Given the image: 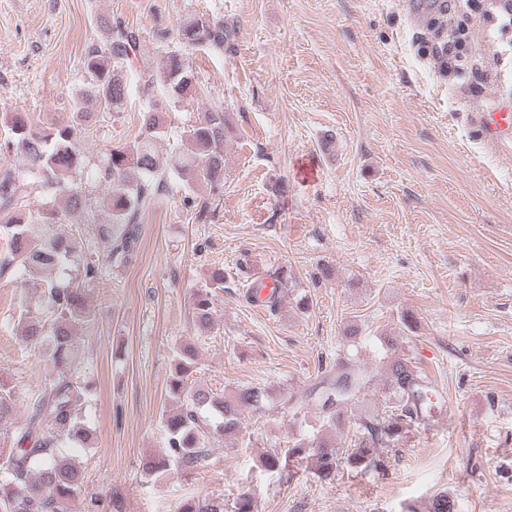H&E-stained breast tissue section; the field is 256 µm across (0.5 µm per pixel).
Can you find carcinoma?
<instances>
[{"mask_svg": "<svg viewBox=\"0 0 512 512\" xmlns=\"http://www.w3.org/2000/svg\"><path fill=\"white\" fill-rule=\"evenodd\" d=\"M101 41L89 46L81 60L87 86L74 102L72 120L65 125L34 128L27 114L11 118L12 139L0 143V279L40 294L41 309L20 315L18 333L24 343L45 348L53 370L44 386L30 398L31 412L17 417L25 397L0 386V512H71L73 501L83 492L79 465L64 455L59 443L87 438L82 422L85 395L74 381L72 371L80 361L78 326L89 321L85 305L86 287L97 282L103 267L121 265L135 252L139 237L138 217L154 205L163 191L166 176H177L192 191L204 186L214 193L224 187L225 147L229 133L223 110H208L184 128L181 144L162 156L158 144L168 132L167 108L150 105L142 112L141 127L134 141L112 148L94 172L107 186L103 206L110 222L92 227L99 253L74 263L75 247L70 238L54 229L59 211L89 213L94 200L82 186L84 156L81 139L92 125L93 113L85 104L91 99L104 102L112 112L122 111L127 98L126 74L140 38L136 32L109 20H99ZM235 28L224 19L189 14L179 25L176 39L184 49L202 47L220 54L232 48ZM148 85L159 83L169 101L183 103L201 94L199 81L186 65L183 54L169 52L155 72L145 75ZM49 193L60 210H34L33 198ZM75 264L74 276L60 283L44 276L61 265ZM197 325L207 328L213 321L212 294L201 289L193 297ZM384 373V406L364 401L372 385L361 362L343 357L326 382L350 387L344 396L329 403L319 400L320 427L337 429L345 422L354 426L344 447L327 434H302L287 448L285 456L270 453L261 467L281 473L287 461L307 463L321 481H330L340 467L353 471L386 468L383 449L398 445L412 428L431 416L436 402L428 376L410 358H380ZM197 367L192 347L174 348L168 390L177 403L164 416L168 452L143 460L148 475L195 470L209 455L211 438L219 432L235 435L241 430L245 409L260 412L266 406V389L245 386L232 394L192 382ZM174 512H226L219 498L182 500Z\"/></svg>", "mask_w": 512, "mask_h": 512, "instance_id": "carcinoma-1", "label": "carcinoma"}]
</instances>
